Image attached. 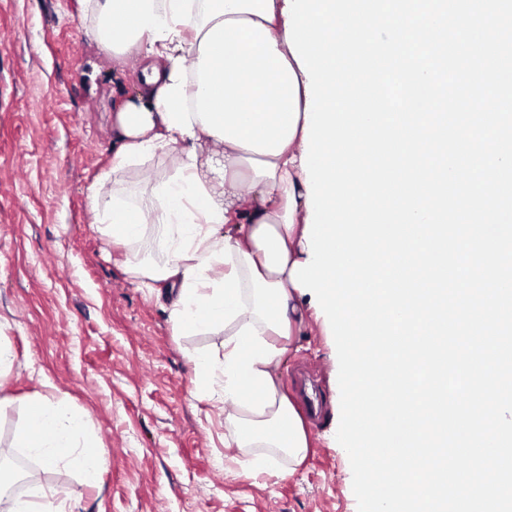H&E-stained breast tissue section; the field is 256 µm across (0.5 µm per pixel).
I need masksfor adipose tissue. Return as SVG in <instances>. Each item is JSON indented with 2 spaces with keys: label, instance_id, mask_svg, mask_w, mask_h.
<instances>
[{
  "label": "adipose tissue",
  "instance_id": "ef3b65f1",
  "mask_svg": "<svg viewBox=\"0 0 512 512\" xmlns=\"http://www.w3.org/2000/svg\"><path fill=\"white\" fill-rule=\"evenodd\" d=\"M88 3L101 48L143 64L141 90L112 114L113 172L160 150L177 160L175 175L132 205L117 194L103 201L93 186L96 221L125 244L156 230L164 259L149 266L130 259L131 272L146 288H166L178 331L225 334L222 355L191 357L198 393L219 394L236 447L301 463L308 435L278 380L286 352L278 341L305 322L291 271L309 256L301 167L307 79L286 41L285 0ZM83 428L81 414L41 399L17 445L51 466L76 459L92 483L106 452L80 440Z\"/></svg>",
  "mask_w": 512,
  "mask_h": 512
}]
</instances>
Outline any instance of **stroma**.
Segmentation results:
<instances>
[{
    "mask_svg": "<svg viewBox=\"0 0 512 512\" xmlns=\"http://www.w3.org/2000/svg\"><path fill=\"white\" fill-rule=\"evenodd\" d=\"M81 0H0V453L36 398L86 417L106 450L96 484L78 467L40 468L73 512H357L340 418L331 328L310 313L279 368L315 367L325 399L305 422L309 451L286 475H253L256 450L230 453L224 408L199 397L192 354L219 353L220 330L180 334L170 302L127 270L131 246L102 233L91 188L112 168V99L139 87L136 56L113 59ZM156 153L117 174L130 203L171 177Z\"/></svg>",
    "mask_w": 512,
    "mask_h": 512,
    "instance_id": "stroma-1",
    "label": "stroma"
}]
</instances>
